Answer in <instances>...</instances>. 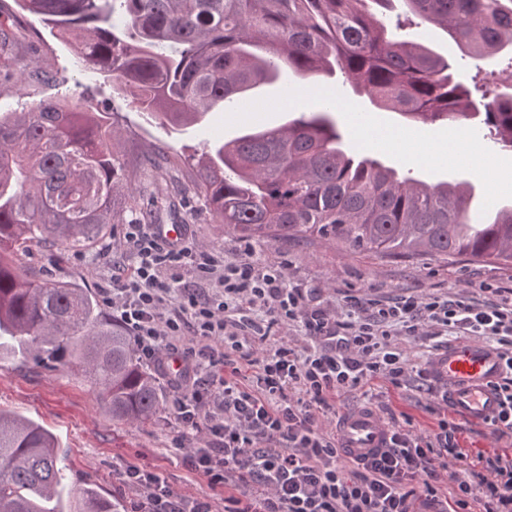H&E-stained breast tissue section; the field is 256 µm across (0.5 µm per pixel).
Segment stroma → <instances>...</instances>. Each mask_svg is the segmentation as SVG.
Returning <instances> with one entry per match:
<instances>
[{
	"label": "stroma",
	"instance_id": "1",
	"mask_svg": "<svg viewBox=\"0 0 512 512\" xmlns=\"http://www.w3.org/2000/svg\"><path fill=\"white\" fill-rule=\"evenodd\" d=\"M385 23L401 39H412L414 32L423 31L425 43L448 56L459 72L468 76L491 73L494 91L512 92L511 51L492 58L464 57L438 28L425 23L416 26L398 20L393 13ZM11 32L14 57L0 58V113L20 112L48 97L69 103L91 100L112 115L119 131L113 149L134 188L123 223L152 211L155 223L179 225L184 236L229 259L238 254L240 238L213 223L209 208L192 188L194 165L206 147L233 139L249 128L287 123L294 112L323 100L338 104L336 122L349 144H357L362 129H371L378 138L400 125L397 114L352 98L341 78L316 86L292 77L285 84L257 91L237 109L217 110L208 113L202 123L174 128L138 112L130 95L111 80L83 71L70 48L29 14L15 12ZM15 63L39 69L42 80L29 82L25 91H18L1 75ZM468 135L474 146L492 159L497 176L474 163L441 156L413 165L412 177L428 183L466 180L478 193L512 198V150L499 149L477 129H469ZM157 148L165 153L162 168L145 166L144 157ZM120 236V229H113L109 239L93 250L61 257L50 246L36 245L20 256L19 263L29 276L76 281L96 296L112 277L107 249L118 244ZM252 248L259 263L282 266L294 283L319 289V304L330 313L348 295L390 300L410 294L451 298L462 294L481 304L486 296L479 290V282L512 289V268L494 264L388 259L302 239L261 240L253 242ZM369 398L388 404L395 416H411L414 426L423 430L452 413L427 391L392 386L384 390L376 381L343 395L336 402V411L343 415L357 410ZM0 409L29 417L53 432L59 441L67 487H95L105 499L119 503L120 512H132L135 495L119 483L120 474L132 464L161 474L176 490L208 491L206 481L188 466L178 445L173 405H166L151 423L113 421L75 364H38L17 355L0 357Z\"/></svg>",
	"mask_w": 512,
	"mask_h": 512
}]
</instances>
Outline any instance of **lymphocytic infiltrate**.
Wrapping results in <instances>:
<instances>
[{
	"instance_id": "lymphocytic-infiltrate-1",
	"label": "lymphocytic infiltrate",
	"mask_w": 512,
	"mask_h": 512,
	"mask_svg": "<svg viewBox=\"0 0 512 512\" xmlns=\"http://www.w3.org/2000/svg\"><path fill=\"white\" fill-rule=\"evenodd\" d=\"M125 253L133 270L102 288L103 302L175 393L193 470L228 491L219 511L132 466L123 481L137 493L134 512H446L438 474L452 460L453 512H512V453L469 456L460 423L422 431L389 417V445L368 460L348 458L336 437L337 398L376 378L399 388L423 377L397 337L423 348L452 329L503 361L489 434L512 440V297L348 295L344 319L314 307V289L291 285L281 267L224 260L154 224L125 225L113 262ZM298 322L308 346L270 341L272 326Z\"/></svg>"
}]
</instances>
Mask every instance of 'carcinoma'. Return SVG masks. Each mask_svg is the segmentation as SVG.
Returning <instances> with one entry per match:
<instances>
[{
	"label": "carcinoma",
	"mask_w": 512,
	"mask_h": 512,
	"mask_svg": "<svg viewBox=\"0 0 512 512\" xmlns=\"http://www.w3.org/2000/svg\"><path fill=\"white\" fill-rule=\"evenodd\" d=\"M86 71L112 78L155 120L185 124L277 82L341 73L353 92L412 123L479 119L512 148V94L468 85L448 59L399 40L384 22L399 3L465 55L512 50V0H14ZM10 16L0 8V57ZM321 103L288 123L244 131L198 160L195 192L225 231L250 240L335 242L387 258H441L512 268V200L480 214L467 181L427 184L343 141ZM109 113L43 99L0 114V357L78 359L119 422L147 423L165 398L130 338L100 323L74 282L29 279L16 257L33 243L59 254L94 247L122 218L123 164ZM56 436L0 410V512H64ZM92 488L74 512H117Z\"/></svg>",
	"instance_id": "obj_1"
}]
</instances>
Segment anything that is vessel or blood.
<instances>
[{"label": "vessel or blood", "instance_id": "1", "mask_svg": "<svg viewBox=\"0 0 512 512\" xmlns=\"http://www.w3.org/2000/svg\"><path fill=\"white\" fill-rule=\"evenodd\" d=\"M502 362L490 348L479 343H462L440 352L429 372L450 407L473 424L487 423L498 414L499 398L494 390ZM385 428L376 414L355 412L347 415L339 438L353 456H367L384 447Z\"/></svg>", "mask_w": 512, "mask_h": 512}]
</instances>
